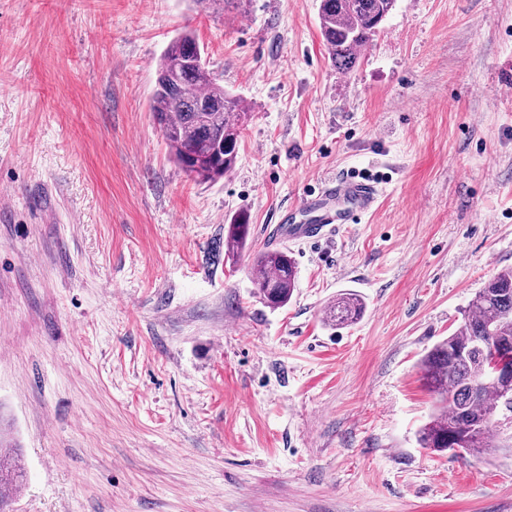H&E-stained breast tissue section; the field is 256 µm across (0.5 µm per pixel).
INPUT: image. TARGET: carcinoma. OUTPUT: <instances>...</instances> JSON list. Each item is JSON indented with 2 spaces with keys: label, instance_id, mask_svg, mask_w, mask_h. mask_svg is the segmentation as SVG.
<instances>
[{
  "label": "carcinoma",
  "instance_id": "obj_1",
  "mask_svg": "<svg viewBox=\"0 0 512 512\" xmlns=\"http://www.w3.org/2000/svg\"><path fill=\"white\" fill-rule=\"evenodd\" d=\"M395 0H320L319 27L329 60L352 69L393 9ZM151 112L174 161L199 183H213L235 165L246 116L241 99L224 90L210 72L203 49L184 31L167 46L156 70ZM250 225H228L224 255L233 257L247 241ZM296 270L288 254H257L253 283L271 308L285 306L295 288ZM353 293H341L326 310L327 321L344 327L363 314ZM512 365V270L500 271L475 293L461 323L422 361L423 378L436 407L419 434L420 445L435 451L480 455L494 447L492 429L512 425V385L483 384L490 356ZM16 457L0 451V512H8L10 490L25 481Z\"/></svg>",
  "mask_w": 512,
  "mask_h": 512
}]
</instances>
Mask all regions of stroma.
Listing matches in <instances>:
<instances>
[{
	"label": "stroma",
	"instance_id": "1",
	"mask_svg": "<svg viewBox=\"0 0 512 512\" xmlns=\"http://www.w3.org/2000/svg\"><path fill=\"white\" fill-rule=\"evenodd\" d=\"M319 0H0V413L12 512H512V428L475 458L418 436L428 351L512 268V0H396L332 66ZM192 31L247 112L234 169L194 181L150 101ZM377 210L286 244L330 175ZM250 226L224 258V227ZM357 294L354 324L325 320ZM296 270L285 251H261L253 264V283L260 298L271 308L285 306L295 288ZM364 304L353 293H342L326 310L327 321L336 327L349 326L363 314ZM0 447V512H8L9 492L24 483L25 471L15 463V456L2 450L1 440Z\"/></svg>",
	"mask_w": 512,
	"mask_h": 512
}]
</instances>
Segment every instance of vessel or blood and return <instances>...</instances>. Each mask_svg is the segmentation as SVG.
<instances>
[{
    "label": "vessel or blood",
    "instance_id": "obj_1",
    "mask_svg": "<svg viewBox=\"0 0 512 512\" xmlns=\"http://www.w3.org/2000/svg\"><path fill=\"white\" fill-rule=\"evenodd\" d=\"M379 196L375 182L339 176L325 180L318 190L303 194L295 205L280 211L277 223L291 240L328 239L341 225L359 223L373 213Z\"/></svg>",
    "mask_w": 512,
    "mask_h": 512
}]
</instances>
